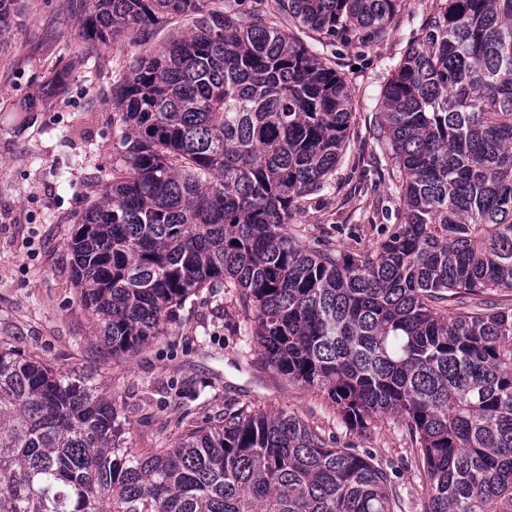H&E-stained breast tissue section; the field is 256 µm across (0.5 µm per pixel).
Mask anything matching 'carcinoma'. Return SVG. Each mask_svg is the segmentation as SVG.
<instances>
[{
	"instance_id": "1",
	"label": "carcinoma",
	"mask_w": 512,
	"mask_h": 512,
	"mask_svg": "<svg viewBox=\"0 0 512 512\" xmlns=\"http://www.w3.org/2000/svg\"><path fill=\"white\" fill-rule=\"evenodd\" d=\"M82 0L78 38L192 17L112 88V172L69 248L114 356L229 285L273 372L364 430L401 416L423 512H512V0H436L376 113L403 221L356 254L299 245L354 112L346 80L274 26L380 37L400 0ZM84 378L0 347V512H402L390 473L281 411L244 410L170 448L125 447Z\"/></svg>"
}]
</instances>
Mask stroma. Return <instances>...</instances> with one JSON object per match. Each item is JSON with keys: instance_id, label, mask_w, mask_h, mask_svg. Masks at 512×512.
<instances>
[{"instance_id": "obj_1", "label": "stroma", "mask_w": 512, "mask_h": 512, "mask_svg": "<svg viewBox=\"0 0 512 512\" xmlns=\"http://www.w3.org/2000/svg\"><path fill=\"white\" fill-rule=\"evenodd\" d=\"M436 0H402L374 40L279 27L345 77L355 120L326 191L308 196L290 221L295 241L353 254L378 245L402 221L392 171L377 141L383 82L418 40ZM79 0H14L0 21V343L54 369L88 374L127 419L126 444L161 448L238 409L283 410L337 447L386 468L403 512H422L426 483L417 451L393 414L348 428L324 393L289 383L266 365L250 334L252 310L235 288H211L175 309L164 333L130 358L96 336L73 285L68 242L79 215L98 201L96 173L112 166V80L145 52L186 35L190 17L86 48L76 35ZM68 78L53 83L59 71Z\"/></svg>"}]
</instances>
